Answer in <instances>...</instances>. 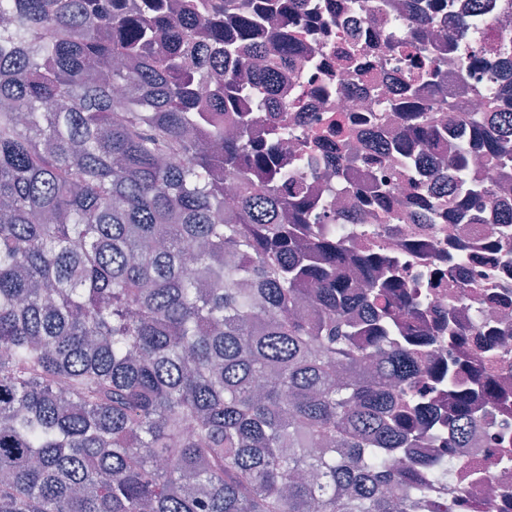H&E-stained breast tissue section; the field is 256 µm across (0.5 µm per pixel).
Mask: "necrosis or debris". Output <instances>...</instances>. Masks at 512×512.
<instances>
[{
	"instance_id": "necrosis-or-debris-1",
	"label": "necrosis or debris",
	"mask_w": 512,
	"mask_h": 512,
	"mask_svg": "<svg viewBox=\"0 0 512 512\" xmlns=\"http://www.w3.org/2000/svg\"><path fill=\"white\" fill-rule=\"evenodd\" d=\"M377 2L309 0L322 12H340L342 23L317 32L299 28L297 40L302 52L293 66L278 75V97L286 107L282 122L288 127L287 136L279 140L280 165L306 185L325 232L342 231L362 251L383 250L397 263L409 286L428 288L433 308L429 321L439 320L450 309L464 322L478 311L485 319L499 320L502 309L484 302L485 295L499 285L488 267L474 266L464 293L456 280L448 277L434 287L426 285L427 268L447 265L454 245L480 247L499 242L512 249V238L502 239L498 222L500 210L512 206V178H503L496 163L482 152L471 154L470 175L492 189L499 206L493 209L484 200H476L473 208L481 213V223L454 218V205L448 199L440 205V223H391L390 215L400 210L411 183L429 180L425 169L406 165L394 154L362 168L364 174L385 185L388 191L376 218L368 224L340 226L335 222L336 214L356 209L358 198L355 192L338 188L335 170L325 163V155L335 152L342 142L359 156L368 155L361 129L353 122L356 115H375L372 131L384 143L398 138L404 121L403 113L388 109L386 101L409 69L407 13L404 0H387L382 10ZM448 14L470 15L471 27L466 32L449 28L448 47L438 55L437 63L452 76L458 70H467L466 95L472 109L489 110L503 73L497 68L474 66L473 56L483 47L494 46L502 56L512 58V0H482L475 14L470 11L469 0H448ZM418 241L426 243V253L412 251V244ZM494 449L484 433L473 438L468 447L454 451L463 468L454 473L451 484L462 491L472 507L492 501L499 484H512V465L487 470V458Z\"/></svg>"
}]
</instances>
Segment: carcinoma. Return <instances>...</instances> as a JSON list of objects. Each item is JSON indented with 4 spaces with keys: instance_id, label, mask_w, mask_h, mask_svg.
Segmentation results:
<instances>
[{
    "instance_id": "obj_1",
    "label": "carcinoma",
    "mask_w": 512,
    "mask_h": 512,
    "mask_svg": "<svg viewBox=\"0 0 512 512\" xmlns=\"http://www.w3.org/2000/svg\"><path fill=\"white\" fill-rule=\"evenodd\" d=\"M406 8L419 46L448 0ZM306 11L0 0V512H469L437 447L500 412L501 329L450 323L448 343L478 350L433 361L427 294L310 223L277 139L252 135L286 111L272 74ZM427 76L399 91L465 109ZM493 110L465 113L448 159L426 108L408 112L384 151L431 166L412 223L446 195L473 223V199L496 204L469 155L512 171V78ZM336 179L366 223L383 188L339 152Z\"/></svg>"
}]
</instances>
